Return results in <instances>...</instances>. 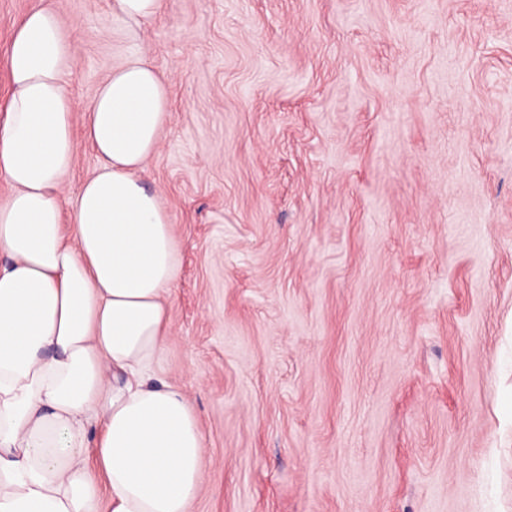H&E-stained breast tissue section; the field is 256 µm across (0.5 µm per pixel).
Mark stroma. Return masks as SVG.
I'll return each instance as SVG.
<instances>
[{
  "label": "stroma",
  "mask_w": 512,
  "mask_h": 512,
  "mask_svg": "<svg viewBox=\"0 0 512 512\" xmlns=\"http://www.w3.org/2000/svg\"><path fill=\"white\" fill-rule=\"evenodd\" d=\"M41 5L78 103L133 53L168 80L190 512H512V0H0V103ZM166 0H111L112 14L138 23H151L164 12Z\"/></svg>",
  "instance_id": "stroma-1"
}]
</instances>
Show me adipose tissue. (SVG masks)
Listing matches in <instances>:
<instances>
[{"label":"adipose tissue","instance_id":"ef3b65f1","mask_svg":"<svg viewBox=\"0 0 512 512\" xmlns=\"http://www.w3.org/2000/svg\"><path fill=\"white\" fill-rule=\"evenodd\" d=\"M69 41L40 7L17 24L7 55L0 512H188L205 437L185 393L153 373L178 262L168 215L140 178L171 119L167 79L133 54L78 104ZM79 111L100 165L67 222Z\"/></svg>","mask_w":512,"mask_h":512}]
</instances>
